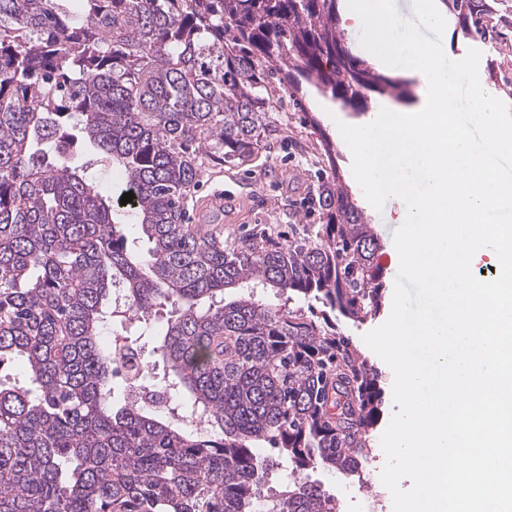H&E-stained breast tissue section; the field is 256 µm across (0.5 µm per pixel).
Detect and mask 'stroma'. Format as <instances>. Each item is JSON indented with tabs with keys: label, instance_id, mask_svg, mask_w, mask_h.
Returning a JSON list of instances; mask_svg holds the SVG:
<instances>
[{
	"label": "stroma",
	"instance_id": "1",
	"mask_svg": "<svg viewBox=\"0 0 512 512\" xmlns=\"http://www.w3.org/2000/svg\"><path fill=\"white\" fill-rule=\"evenodd\" d=\"M442 47L446 56L453 60L462 59L468 49L480 50L482 56L479 63V78L483 90L512 107V84H502L499 78L500 71L512 68V59L500 55L494 43L474 35H464L449 26L443 34ZM307 104L318 119L317 134L328 135L334 141L346 182L348 185H355L351 151L336 121L343 117L352 122L373 119L377 116L376 111L371 109L364 113H348L339 105L313 93L308 95ZM317 134L298 131L294 134L295 145L286 149L277 147L259 152L251 168L242 173L245 180L243 189L247 192L248 198L239 202L236 207V223L225 225L226 237H239L243 229L255 224L283 223L282 209L289 201L291 188H298L300 194L304 196L313 194L316 183L313 161ZM401 204V199L393 196L387 199L382 210H375L369 205L364 208L366 220L374 225L383 249V263L393 276L397 275L399 269L394 259V232L398 227L396 217ZM385 461V454L379 449L376 450L373 461L364 463L360 476L345 479L336 474L325 473L321 479L329 486L337 485L343 489L349 512H354L361 500L378 494L383 497V512H393L392 497L385 494L380 480V472Z\"/></svg>",
	"mask_w": 512,
	"mask_h": 512
}]
</instances>
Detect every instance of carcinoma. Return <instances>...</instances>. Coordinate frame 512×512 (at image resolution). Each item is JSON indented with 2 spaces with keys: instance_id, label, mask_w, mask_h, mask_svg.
Here are the masks:
<instances>
[{
  "instance_id": "1",
  "label": "carcinoma",
  "mask_w": 512,
  "mask_h": 512,
  "mask_svg": "<svg viewBox=\"0 0 512 512\" xmlns=\"http://www.w3.org/2000/svg\"><path fill=\"white\" fill-rule=\"evenodd\" d=\"M0 0V512H336L323 483L264 474L361 471L381 373L339 319L376 314L372 225L320 140L316 224L233 240L192 224L187 191L287 143L309 88L352 112L409 86L349 49L339 0ZM489 41L494 0H442ZM123 168V205L83 162ZM125 307L112 308V288ZM297 300L306 306L290 308ZM152 345L144 382L114 379Z\"/></svg>"
}]
</instances>
